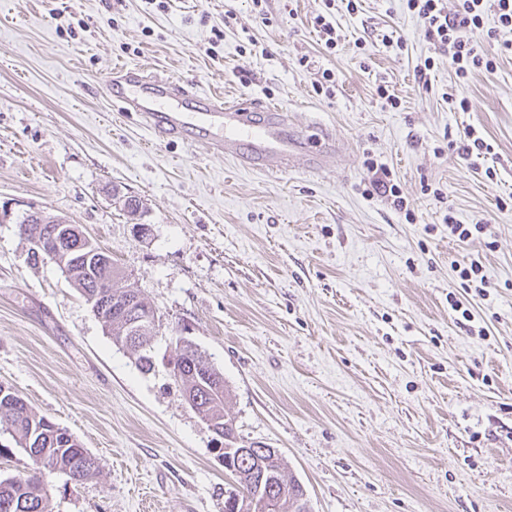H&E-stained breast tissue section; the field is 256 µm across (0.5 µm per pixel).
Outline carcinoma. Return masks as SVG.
<instances>
[{
    "instance_id": "obj_1",
    "label": "carcinoma",
    "mask_w": 512,
    "mask_h": 512,
    "mask_svg": "<svg viewBox=\"0 0 512 512\" xmlns=\"http://www.w3.org/2000/svg\"><path fill=\"white\" fill-rule=\"evenodd\" d=\"M101 248L92 243L87 249L68 255L65 264L75 271L73 285L83 297L96 302L103 300L109 289L102 287L104 277L98 269L96 257ZM130 351L136 356V364L143 371L153 367L150 352L142 349V343L132 342ZM178 373L174 378L181 382L182 391L202 393V402L197 405V413L205 417L224 418L227 387L201 392L193 373L195 358L193 354L181 353ZM0 429L6 430L15 444H26L31 448H40L46 452V472H61L76 482H83L96 475L97 464L87 449L81 445L64 446L59 438L52 435L51 426L45 423V417L35 413L21 397H0ZM37 477L32 475L26 480H0V512H48V497L34 495L32 485Z\"/></svg>"
}]
</instances>
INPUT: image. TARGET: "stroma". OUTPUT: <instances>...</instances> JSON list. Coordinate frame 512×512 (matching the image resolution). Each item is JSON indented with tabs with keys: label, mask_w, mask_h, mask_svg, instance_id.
<instances>
[{
	"label": "stroma",
	"mask_w": 512,
	"mask_h": 512,
	"mask_svg": "<svg viewBox=\"0 0 512 512\" xmlns=\"http://www.w3.org/2000/svg\"><path fill=\"white\" fill-rule=\"evenodd\" d=\"M325 10L0 0V384L98 463L81 483L45 474L49 512H224L222 439L183 399L174 336L223 372L238 436L279 449L310 512H512V55L458 83L404 0H360L354 14L338 0L330 54L312 28ZM391 30L402 53L356 45ZM251 40L268 55L241 54ZM428 57L424 88L414 68ZM123 64L278 102L296 126L331 130L338 153L317 175L273 178L204 141L159 140L116 115L106 84ZM325 69L330 99L313 89ZM382 82L400 108L377 96ZM467 128L492 145L495 179L449 150ZM369 155L413 219L370 193ZM35 210L81 225L155 307L152 371L55 263L31 260L18 225ZM449 211L485 234L456 241ZM474 260L482 295L458 276Z\"/></svg>",
	"instance_id": "obj_1"
}]
</instances>
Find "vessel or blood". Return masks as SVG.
I'll list each match as a JSON object with an SVG mask.
<instances>
[{
    "label": "vessel or blood",
    "instance_id": "b4317fda",
    "mask_svg": "<svg viewBox=\"0 0 512 512\" xmlns=\"http://www.w3.org/2000/svg\"><path fill=\"white\" fill-rule=\"evenodd\" d=\"M108 88L119 111L134 113L158 137L204 139L239 168L265 176L289 168L315 173L320 159L337 151L326 128L317 123L296 127L280 104L259 108L246 98L192 93L172 76L135 66L115 68Z\"/></svg>",
    "mask_w": 512,
    "mask_h": 512
}]
</instances>
